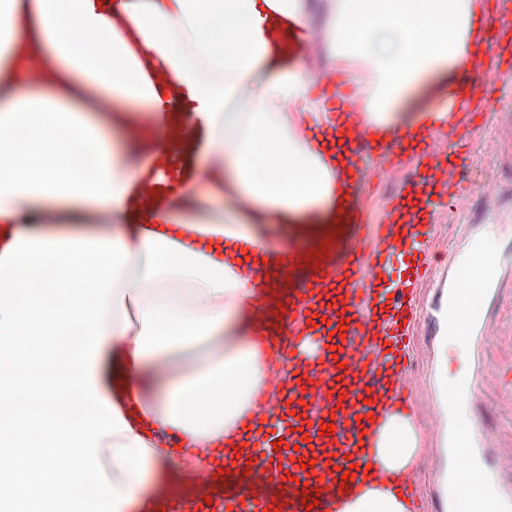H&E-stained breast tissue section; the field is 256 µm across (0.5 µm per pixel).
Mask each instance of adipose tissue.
<instances>
[{"label":"adipose tissue","instance_id":"ef3b65f1","mask_svg":"<svg viewBox=\"0 0 512 512\" xmlns=\"http://www.w3.org/2000/svg\"><path fill=\"white\" fill-rule=\"evenodd\" d=\"M308 23L307 0H0V420L25 435L0 445L10 512H68L78 471L98 478L92 512H155L187 477L166 436L246 448L268 429L267 290L247 267L276 235L302 266L342 217L354 120L326 74L377 144L411 140L452 114L495 26L484 0H330L314 69L279 43ZM172 161L178 186L154 190ZM366 430L371 469L334 512H408L388 476L419 459L416 416Z\"/></svg>","mask_w":512,"mask_h":512}]
</instances>
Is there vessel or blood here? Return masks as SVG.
<instances>
[{
	"mask_svg": "<svg viewBox=\"0 0 512 512\" xmlns=\"http://www.w3.org/2000/svg\"><path fill=\"white\" fill-rule=\"evenodd\" d=\"M485 97L470 92L463 100L464 112L455 114L457 126L478 132L475 120L482 112ZM445 143L432 139L419 153L404 157L390 155L383 168L367 166L373 153L368 131H361L350 153L356 179L373 180L380 170L391 179H403L406 169L424 168L427 186L418 206H404L394 199L372 234L351 238L336 261L308 268L303 280L278 276L275 258L256 268L259 277L278 284L282 293L299 304V314L288 317L286 344L261 341L266 349L267 381L258 408L280 413L295 409L288 422H274L264 437L258 438L256 460L246 472L237 473L242 489L225 495L218 479L217 463H203L200 482L178 488L159 499V512H332L338 480L349 462L367 465L368 449L359 444L354 420L367 412L371 378L376 371L390 374L391 385L384 395L388 406L406 402L411 383L405 358L408 328L423 323L433 343L442 344L464 336L470 352L466 370L449 385L437 384L433 408V428L426 440L438 461V499L441 512H484L476 499H463L460 481L471 472L483 483L494 485L498 497L494 512H512V442L489 432L475 417L474 404L485 391L489 376L481 349L498 333L494 311L506 293L500 268L478 275L477 289H470L468 277L475 274L474 261L484 238L483 225L471 227L463 245L448 255V270L434 283L436 298L429 312L419 306L418 288L430 268L428 245L449 203L460 200L467 188L456 169H445ZM404 257L402 270L392 268L395 257ZM335 305H328V298ZM323 317L331 327L340 320L348 325L337 339V355L313 346L311 325ZM312 426H335V466L322 479L308 478L305 468L292 459L289 450L300 420ZM282 450H275V443Z\"/></svg>",
	"mask_w": 512,
	"mask_h": 512,
	"instance_id": "vessel-or-blood-1",
	"label": "vessel or blood"
}]
</instances>
